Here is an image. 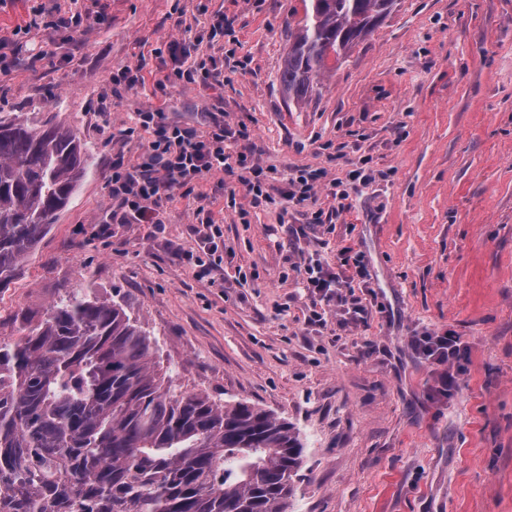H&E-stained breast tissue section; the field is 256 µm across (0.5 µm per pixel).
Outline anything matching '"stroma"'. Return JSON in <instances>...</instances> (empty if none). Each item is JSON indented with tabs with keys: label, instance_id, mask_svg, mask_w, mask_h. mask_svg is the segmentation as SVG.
Returning <instances> with one entry per match:
<instances>
[{
	"label": "stroma",
	"instance_id": "35a3bbf8",
	"mask_svg": "<svg viewBox=\"0 0 512 512\" xmlns=\"http://www.w3.org/2000/svg\"><path fill=\"white\" fill-rule=\"evenodd\" d=\"M97 6L100 19L54 30ZM223 14L232 26L211 36ZM302 0H0V113L73 129L87 173L51 230L10 280L0 312H43L59 289L91 285L154 344L151 364L178 390L245 402L290 422L305 456L290 512H512V0H400L322 94L288 105L280 84L285 27ZM173 39L217 59L223 82L160 92ZM139 69L129 89L112 83ZM223 103L246 123L262 166L326 186L324 223L279 205L239 218L236 176L209 177L166 207L161 229L108 224L110 124L166 107L195 122ZM367 158V182H349ZM224 233L223 260L198 278L175 255L195 246L197 209ZM362 256L356 289L367 321L332 306L312 322L301 286L308 252L330 268ZM452 332L467 348L455 388L410 338Z\"/></svg>",
	"mask_w": 512,
	"mask_h": 512
}]
</instances>
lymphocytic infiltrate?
<instances>
[{"label":"lymphocytic infiltrate","mask_w":512,"mask_h":512,"mask_svg":"<svg viewBox=\"0 0 512 512\" xmlns=\"http://www.w3.org/2000/svg\"><path fill=\"white\" fill-rule=\"evenodd\" d=\"M166 50L174 66L165 80L169 84H192L195 81L218 80L221 71L211 66L196 72L190 65V48L186 41L170 40ZM205 127L174 123L168 120L164 109L136 113L133 125L114 127L113 142L125 144L144 139L143 153L137 163H125L123 158L112 161L113 224H151L164 222L166 204L175 196H189L208 177L229 173L236 175L248 201L247 208L239 209L246 216L248 208H260L281 203L283 209L305 205L316 194L324 174L318 170H300L288 177L285 185H278L272 169L260 166L242 141L250 137L245 123H230L224 118L223 108L207 109ZM197 245L180 250L178 257L198 277L209 276L216 263V255L223 248L222 230L212 219H204L196 227ZM303 282L317 310L314 321H323V306L337 304L360 319H367L369 310L354 294L355 282L364 281L367 270L361 260H354L350 269L333 271L320 261H311L304 268ZM412 347L425 359L457 365L465 355L460 339L452 333L415 336Z\"/></svg>","instance_id":"1"}]
</instances>
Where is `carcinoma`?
Instances as JSON below:
<instances>
[{
  "mask_svg": "<svg viewBox=\"0 0 512 512\" xmlns=\"http://www.w3.org/2000/svg\"><path fill=\"white\" fill-rule=\"evenodd\" d=\"M288 29V101L316 92L398 0H308ZM77 134L0 115V283L86 176ZM141 326L90 288L0 315V512H289L304 446L246 403L176 391Z\"/></svg>",
  "mask_w": 512,
  "mask_h": 512,
  "instance_id": "carcinoma-1",
  "label": "carcinoma"
}]
</instances>
